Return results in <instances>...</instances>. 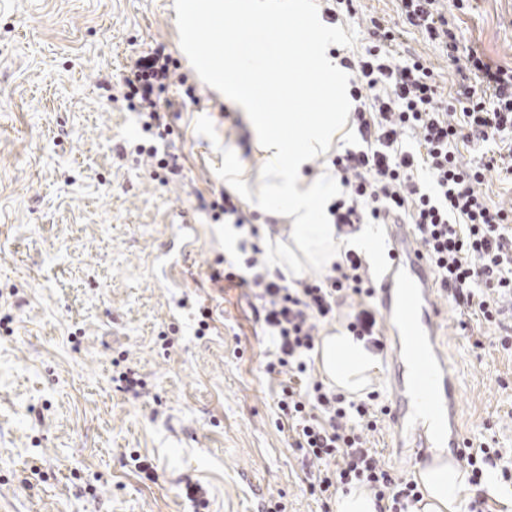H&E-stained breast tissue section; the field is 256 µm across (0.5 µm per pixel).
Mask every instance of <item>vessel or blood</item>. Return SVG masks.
<instances>
[{
  "label": "vessel or blood",
  "mask_w": 512,
  "mask_h": 512,
  "mask_svg": "<svg viewBox=\"0 0 512 512\" xmlns=\"http://www.w3.org/2000/svg\"><path fill=\"white\" fill-rule=\"evenodd\" d=\"M384 274L375 298L396 345L388 372L392 392L390 441L415 463L428 466L434 451L451 448L463 466L469 439L459 423L460 370L441 346L443 293L412 225L385 227Z\"/></svg>",
  "instance_id": "obj_1"
}]
</instances>
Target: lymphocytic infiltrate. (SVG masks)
Here are the masks:
<instances>
[{
	"label": "lymphocytic infiltrate",
	"instance_id": "f902f5d3",
	"mask_svg": "<svg viewBox=\"0 0 512 512\" xmlns=\"http://www.w3.org/2000/svg\"><path fill=\"white\" fill-rule=\"evenodd\" d=\"M401 9L429 38H450L440 0H401ZM369 35L360 56L340 60L351 74L348 96L363 146L332 158L343 191L329 213L345 234L394 218L414 224L440 286L461 310L494 324L512 311V204L492 202L483 186L492 171L512 179V69L470 52L463 68L482 85L481 96L465 91L445 100L420 57H394L393 28L375 20ZM176 70L160 44L132 58L122 82L130 109L153 137L137 145L136 154L177 177L181 167L161 143L159 112ZM477 141L486 151L463 161L460 145ZM245 266L262 302L263 329L275 345L266 371L288 377L277 407L303 466L313 470L311 492L328 500L358 482L382 502L381 512H409L422 499L417 483L391 474L369 446V433L387 414L378 393L348 397L313 377L306 362L323 325L353 296L359 309L348 330L369 348L382 349L365 259L350 250L328 273L290 282L269 270L260 248H253Z\"/></svg>",
	"mask_w": 512,
	"mask_h": 512
}]
</instances>
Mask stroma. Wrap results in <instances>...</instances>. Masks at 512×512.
Here are the masks:
<instances>
[{"mask_svg": "<svg viewBox=\"0 0 512 512\" xmlns=\"http://www.w3.org/2000/svg\"><path fill=\"white\" fill-rule=\"evenodd\" d=\"M177 2L0 0V512H196V484L209 512L278 499L287 512L322 510L279 421L260 302L224 277L231 265L245 273L246 247L287 237V221L253 211L239 228L209 209L225 146L256 161L240 111L185 60L195 99L176 83L161 96L183 181L161 184L130 154L140 125L122 97L124 66L159 43L180 54ZM356 9L322 24L317 45L361 50L369 17L403 25L398 54L420 55L444 96L467 51L512 67V0H444L449 48L404 26L397 0ZM177 209L197 241L167 271L164 219ZM442 306L471 439L512 448V350L452 300ZM127 369L146 393L118 387Z\"/></svg>", "mask_w": 512, "mask_h": 512, "instance_id": "35a3bbf8", "label": "stroma"}]
</instances>
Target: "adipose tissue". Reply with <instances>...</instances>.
Returning <instances> with one entry per match:
<instances>
[{"mask_svg": "<svg viewBox=\"0 0 512 512\" xmlns=\"http://www.w3.org/2000/svg\"><path fill=\"white\" fill-rule=\"evenodd\" d=\"M287 0H179L178 13L190 47V34L202 22L246 16L267 19L287 14ZM223 56L198 62L201 73L222 89L224 101L241 111L257 150V167L243 165L236 150H224V182L238 191L250 209L288 221L287 239L267 241L271 269L288 278L311 269L327 273L344 251H378L380 238L373 228L358 235H339L328 212L340 188L333 167L317 174L306 171L312 159L328 154L351 128V115L336 90L342 72L335 59L313 53L303 58L285 52L268 59L281 79L265 85V70L251 64L257 47L247 30H224ZM319 83L318 111L305 114L296 104L310 84ZM318 367L330 384L348 395L364 393L377 373L379 359L364 341L343 325L329 327L317 349ZM423 499L417 512H460L470 485L468 475L444 457L418 475Z\"/></svg>", "mask_w": 512, "mask_h": 512, "instance_id": "ef3b65f1", "label": "adipose tissue"}]
</instances>
